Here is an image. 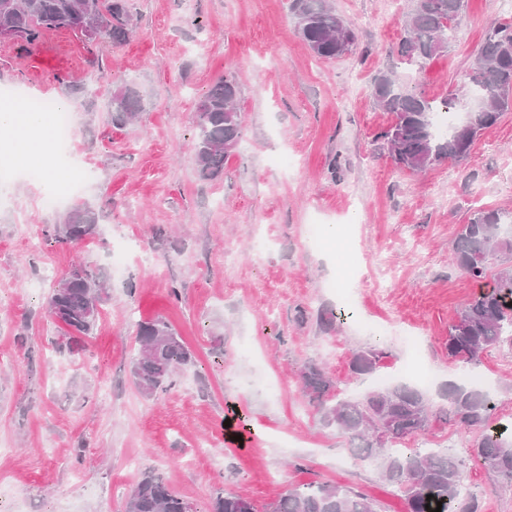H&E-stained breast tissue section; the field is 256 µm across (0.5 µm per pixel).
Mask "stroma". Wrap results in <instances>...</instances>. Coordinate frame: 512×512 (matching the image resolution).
I'll list each match as a JSON object with an SVG mask.
<instances>
[{
	"label": "stroma",
	"instance_id": "35a3bbf8",
	"mask_svg": "<svg viewBox=\"0 0 512 512\" xmlns=\"http://www.w3.org/2000/svg\"><path fill=\"white\" fill-rule=\"evenodd\" d=\"M331 3L356 34L340 59L313 56L288 0H131L128 40L104 37L93 49L67 31L26 51L0 40L1 90L68 104L75 141L56 168L82 169L71 201L100 216L91 238L59 246L40 236L64 212L40 201L56 181L22 169L0 178V512H125L149 472L194 512H208L219 491L262 506L310 483L406 512L345 436L320 425L298 373L322 363L339 392L363 395L374 375L352 377V354L372 342L371 324L391 322L375 375L409 380L404 327L420 340L434 406L462 381L468 367L448 357V326L481 284L449 265L448 250L476 209H512V112L480 132L466 160L411 174L378 138L393 116L371 86L384 72L451 97L487 27L507 15L497 0H467L448 53L418 79L395 52L408 0ZM225 77L240 90L243 137L223 176L204 181L191 149L195 108ZM91 81L94 94L69 89ZM130 82L145 108L118 129L106 103ZM350 250L355 306L328 328L319 314L342 308L334 284ZM79 257L104 274L108 298L93 334L59 350L67 330L47 315L54 282L43 269L60 275ZM132 308L137 321L166 318L195 356L151 398L130 377ZM475 368L499 418L512 421V349L485 351ZM230 404L248 425L243 449L226 438ZM427 436L459 461L481 512H512V488L472 456L475 433L436 419Z\"/></svg>",
	"mask_w": 512,
	"mask_h": 512
}]
</instances>
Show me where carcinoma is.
Returning <instances> with one entry per match:
<instances>
[{
	"mask_svg": "<svg viewBox=\"0 0 512 512\" xmlns=\"http://www.w3.org/2000/svg\"><path fill=\"white\" fill-rule=\"evenodd\" d=\"M467 0H413L403 16L405 32L399 55L409 69L424 72L431 60L448 50L455 25ZM289 11L302 39L319 58L338 59L353 50V28L329 0H290ZM133 28L129 0H0V38L26 46L52 31L68 30L92 45L101 35L116 42L128 39ZM373 97L393 115L378 135L394 163L410 173L424 172L445 159L462 160L477 134L512 111V22L493 23L485 31L475 61L461 76L457 99L476 96L478 107L463 109V118L446 134H438L434 117L452 100L440 103L408 89L389 76L379 77ZM237 87L230 79L213 83L195 110L192 148L199 177L214 180L243 136V119L236 107ZM138 87L112 92L108 112L112 125H127L143 111ZM99 215L86 204L69 208L57 224L42 229L45 238L76 246L93 236ZM452 262L475 281L493 280L465 303L448 327V358L475 364L488 349L512 348V211L481 209L462 225L452 244ZM106 298L101 274L79 261L60 277L47 300L51 318L67 328L68 338L91 335ZM138 352L131 377L138 392L154 397L174 386L176 370L194 356L172 325L163 318L137 324ZM385 355L379 341L353 354L350 370L356 377L376 370ZM302 392L320 421L349 440L351 453L380 468L397 487L407 512H428L442 502L441 512H478L474 496L463 494L465 478L456 458L439 448H402L425 438L431 418L427 393L407 383L388 384L359 398L333 395V381L324 368L310 362L300 373ZM442 412L458 426L479 433L472 446L484 467L512 481V427L492 422L495 400L488 391L468 383L450 384ZM430 508H425V505ZM192 505L177 495L160 476L147 474L131 491L126 512H191ZM209 512H378L374 501L340 486L310 484L296 487L258 509L248 497L219 492Z\"/></svg>",
	"mask_w": 512,
	"mask_h": 512,
	"instance_id": "cac0c4a2",
	"label": "carcinoma"
}]
</instances>
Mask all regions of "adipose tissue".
I'll use <instances>...</instances> for the list:
<instances>
[{
    "label": "adipose tissue",
    "mask_w": 512,
    "mask_h": 512,
    "mask_svg": "<svg viewBox=\"0 0 512 512\" xmlns=\"http://www.w3.org/2000/svg\"><path fill=\"white\" fill-rule=\"evenodd\" d=\"M0 128L11 129L15 134L14 144L6 155V163L23 165L44 154L50 136L48 122L35 112H22L15 106H0Z\"/></svg>",
    "instance_id": "ef3b65f1"
}]
</instances>
